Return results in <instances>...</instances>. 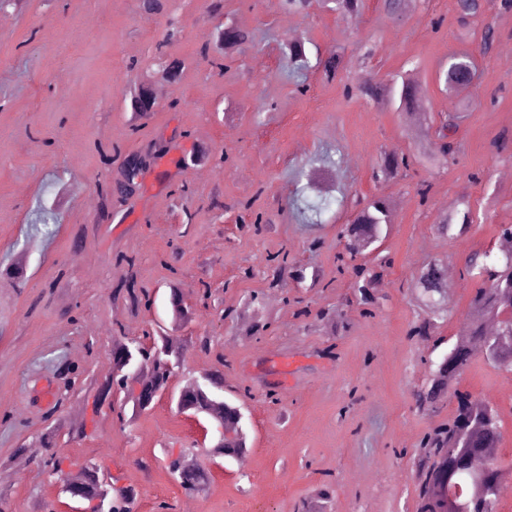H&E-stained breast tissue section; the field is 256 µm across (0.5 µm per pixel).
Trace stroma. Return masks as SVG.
Returning <instances> with one entry per match:
<instances>
[{
    "mask_svg": "<svg viewBox=\"0 0 512 512\" xmlns=\"http://www.w3.org/2000/svg\"><path fill=\"white\" fill-rule=\"evenodd\" d=\"M404 2L398 16L379 0H363L350 16L316 7L305 18L270 0H224V22L247 39L221 73L197 55L214 35L206 0H174L158 17L142 14L139 0H28L0 13V268L26 271L18 282L0 279V512H73L75 501L42 466L52 452L63 470L93 462L133 486L134 512H155L162 501L193 512H297L328 474L334 499L327 512H415L414 453L453 410L445 398L436 412L418 411L415 394L455 342L472 286L449 284L440 342L423 345L408 335L421 312L411 282L432 259L456 272L474 252L498 253L500 227L512 224V7L488 0L484 14L464 24L457 0ZM489 25L496 40L485 54ZM294 41L304 42L310 61L299 74L283 58ZM160 45L183 61V73L155 112L134 117L129 97L142 80L157 81ZM462 51L475 57L478 82L446 92L438 76ZM333 53L344 69L329 82L317 62ZM410 72L423 120L412 121L398 98L357 90L366 80L400 83ZM172 98L178 109H169ZM456 114L455 162L373 179L381 154L435 152L434 125ZM160 137L171 150L143 172L138 196L101 212L95 184L103 151L134 152ZM203 145L223 152L225 162L192 163ZM302 171L337 199L316 226L301 224L292 209ZM183 181L192 193L180 199L173 188ZM380 195L392 203L381 246L391 265L378 308L364 316L348 302L349 273L337 269L338 231L354 200ZM247 201L266 212L261 229L241 221L238 205ZM43 208L59 221L50 237L34 224ZM467 210L468 229L434 231L442 217ZM284 247L317 274L318 286L288 279L269 288L268 258ZM122 254L135 258L134 268L117 264ZM131 274L153 291L152 312L115 298ZM204 283L213 296L202 302ZM174 285L189 308L177 324ZM298 298L311 317L297 318ZM336 308L345 309L347 325L331 337L318 315ZM228 310L234 320H225ZM258 319L270 328L250 336ZM157 321L188 344L185 374L214 369L223 354L224 396L243 404L245 460L213 464L196 447L198 424L167 400L124 426L109 407L94 409L84 381L111 375L113 324L137 337ZM203 334L212 354L191 347ZM331 343L335 357H322ZM271 384L280 393L275 405L265 399ZM245 385L251 393L239 397ZM458 387L499 409L500 455L512 464V374L479 355ZM74 423L85 424V437L69 438ZM49 430L52 449L42 440ZM188 448L209 476L193 495L163 463L165 453Z\"/></svg>",
    "mask_w": 512,
    "mask_h": 512,
    "instance_id": "1",
    "label": "stroma"
}]
</instances>
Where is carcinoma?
I'll return each instance as SVG.
<instances>
[{"label": "carcinoma", "instance_id": "1", "mask_svg": "<svg viewBox=\"0 0 512 512\" xmlns=\"http://www.w3.org/2000/svg\"><path fill=\"white\" fill-rule=\"evenodd\" d=\"M276 6L290 12L309 16L313 0H276ZM461 18L476 16L484 10V0H458ZM218 40L224 46V54L215 56L211 52L210 43H205L200 51V60L218 72L224 71L225 61L232 58L237 46L246 40V34L234 26H224L218 30ZM476 62L473 55L459 53L448 59L440 80L450 92H458L474 85L476 79ZM156 102L152 101L147 90L140 89L131 98L130 106L140 112L154 111ZM457 124L446 122L436 130L438 152L444 158L453 159L457 146L451 137ZM162 146L149 142L146 147L132 155H122L119 147L103 153V164L107 169H116L121 181L117 187H112V178H105L96 184V191L102 204L112 207V201L127 202V196L132 194L129 183L133 182L135 171L150 167L160 155ZM413 159L407 156L386 155L376 171V177L394 179L409 170ZM333 199L328 197L301 196L295 202V209L300 218L307 224L321 222L323 213L329 209ZM389 204L384 197L371 200L366 206L357 211L351 223L342 226L340 237L345 240L344 248L339 252L337 261L339 269L349 268L354 274L353 297L362 314L371 316L377 302L376 282L381 274L390 266V261L384 257L369 265L363 260V251L358 248L361 241L369 239L377 232H382V226L388 223ZM290 252L280 251L269 258L268 272L270 286L280 287V283L288 267L292 264ZM460 278L475 284L470 298V311L466 322L457 333V340L448 350L443 360L433 370L428 384L415 395L417 409L429 412L435 408L436 402L443 394L453 399L454 408L451 417L432 427L420 443L417 461V494L416 512H497L499 498L489 499L482 495H473L467 501V510H461L458 501L448 494V485L463 479L466 470L460 465L458 453L460 448L493 461L485 480L489 483H500L501 493L512 490V468L503 464L492 449L500 447L502 441L501 417L498 409L472 394L457 388L458 379L472 362L476 351L482 350L490 327L489 315L512 304V267L509 261L502 259L497 263L481 252L473 253L466 261L460 272ZM412 288L418 296L428 299L448 292V269L440 261L434 260L422 265L416 272ZM123 299L132 308L151 306L149 289L138 285L136 279L128 277L124 282ZM433 315L418 319L410 329V335L427 342L433 338L436 330V317ZM167 336L155 331L137 339L119 345L113 351V359L119 360L124 354V348L137 355L148 354L160 347ZM220 368L215 370L214 385L202 392L186 389L185 400L198 407L213 411L224 420V427L234 428L242 406L237 402L226 399L224 406L213 404L214 396L219 392L217 386L224 384L226 366L224 357L215 355ZM170 384V373L163 357L154 359V365L148 380L145 382L147 398H152L155 392H164ZM208 453L227 459H234L246 453L243 445L237 441H227L217 448L208 449ZM166 468L177 471V481L187 493L198 492L207 481V474L198 465L180 464V458H171Z\"/></svg>", "mask_w": 512, "mask_h": 512}]
</instances>
